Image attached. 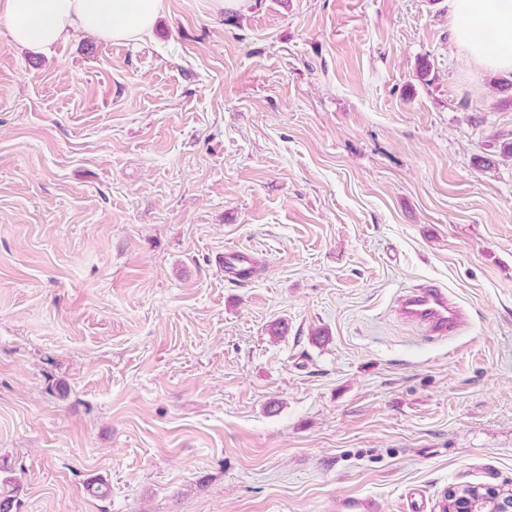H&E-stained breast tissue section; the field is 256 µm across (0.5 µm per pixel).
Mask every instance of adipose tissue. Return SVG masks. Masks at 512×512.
<instances>
[{
	"label": "adipose tissue",
	"instance_id": "ef3b65f1",
	"mask_svg": "<svg viewBox=\"0 0 512 512\" xmlns=\"http://www.w3.org/2000/svg\"><path fill=\"white\" fill-rule=\"evenodd\" d=\"M164 0H0L11 42L45 52L77 32L132 42L151 31ZM457 47L488 73L512 72V0H448Z\"/></svg>",
	"mask_w": 512,
	"mask_h": 512
}]
</instances>
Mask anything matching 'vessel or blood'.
Segmentation results:
<instances>
[{
    "instance_id": "1",
    "label": "vessel or blood",
    "mask_w": 512,
    "mask_h": 512,
    "mask_svg": "<svg viewBox=\"0 0 512 512\" xmlns=\"http://www.w3.org/2000/svg\"><path fill=\"white\" fill-rule=\"evenodd\" d=\"M399 303L402 312L409 319L424 325L429 335L446 337L459 324V311L449 304L447 293L441 289L414 288L403 292Z\"/></svg>"
}]
</instances>
